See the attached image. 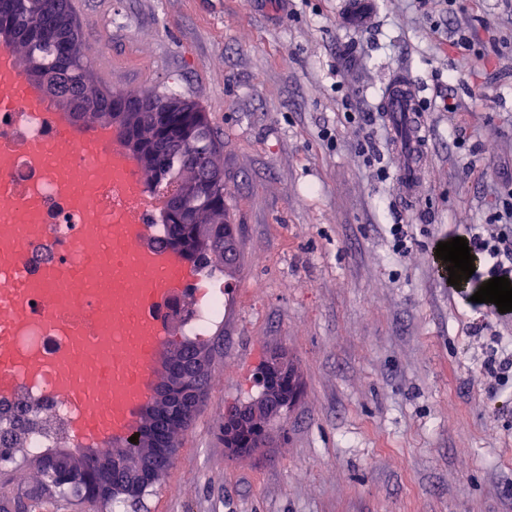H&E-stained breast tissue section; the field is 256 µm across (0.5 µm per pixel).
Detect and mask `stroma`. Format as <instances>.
Instances as JSON below:
<instances>
[{"label":"stroma","mask_w":512,"mask_h":512,"mask_svg":"<svg viewBox=\"0 0 512 512\" xmlns=\"http://www.w3.org/2000/svg\"><path fill=\"white\" fill-rule=\"evenodd\" d=\"M72 3L97 85L172 90L201 107L223 144L236 226L203 401L173 467L127 512H512V384L482 370L491 349L512 353V312L472 302L483 255L459 286L436 256L488 223L512 178V12L500 0L447 14L371 0L372 27L352 36L338 0ZM460 27L471 48H450ZM336 65L349 70L339 91ZM399 71L416 81L428 129L410 210L394 195L380 119ZM448 96L457 112L443 110ZM394 224L408 234L402 258ZM276 348L302 393L267 447L232 456L224 410L258 395L253 375ZM40 484L36 462L0 466V512H19L17 493Z\"/></svg>","instance_id":"obj_1"}]
</instances>
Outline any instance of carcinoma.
<instances>
[{
	"label": "carcinoma",
	"instance_id": "1",
	"mask_svg": "<svg viewBox=\"0 0 512 512\" xmlns=\"http://www.w3.org/2000/svg\"><path fill=\"white\" fill-rule=\"evenodd\" d=\"M2 28L18 31L14 48L22 50L24 71L50 100L61 106V97L81 94L84 111L73 113L80 125L89 130L111 125L130 153L145 148L154 153L150 163H139L137 168L146 178L148 191L166 192L168 203L156 223V243L181 250L202 271L224 268V246L232 241L235 227L225 223L220 143L197 104L171 92L114 94L96 88L90 57L81 51L82 35L71 0H7L0 9ZM182 207L194 211L198 223L213 225L212 243H191L193 225L180 223ZM171 349L185 356L200 352L212 359L207 343L183 334L171 343ZM255 383L265 390L270 384H286V379L263 365L256 371ZM264 435L263 429L238 433V456L245 457L248 449L259 447ZM42 487L75 505L100 502L78 471L71 479L46 474Z\"/></svg>",
	"mask_w": 512,
	"mask_h": 512
}]
</instances>
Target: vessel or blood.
I'll return each mask as SVG.
<instances>
[{"mask_svg":"<svg viewBox=\"0 0 512 512\" xmlns=\"http://www.w3.org/2000/svg\"><path fill=\"white\" fill-rule=\"evenodd\" d=\"M0 108L26 124L49 120L56 131L52 140L0 142V399L12 398L22 382L44 384L67 402L69 433L81 447L129 440L150 396L156 357L172 334L166 308L202 277L178 252L156 244L153 225L142 223L144 184L117 130H86L52 107L9 48L0 49ZM381 112L394 135L398 195L409 205L420 191L426 134L419 90L406 75L389 83ZM76 142L93 143L99 160L77 162ZM20 155L48 174L71 227L48 223L38 198L8 181ZM116 199L123 212L104 223L103 209ZM37 325L59 339L53 351L17 346V337Z\"/></svg>","mask_w":512,"mask_h":512,"instance_id":"b4317fda","label":"vessel or blood"}]
</instances>
